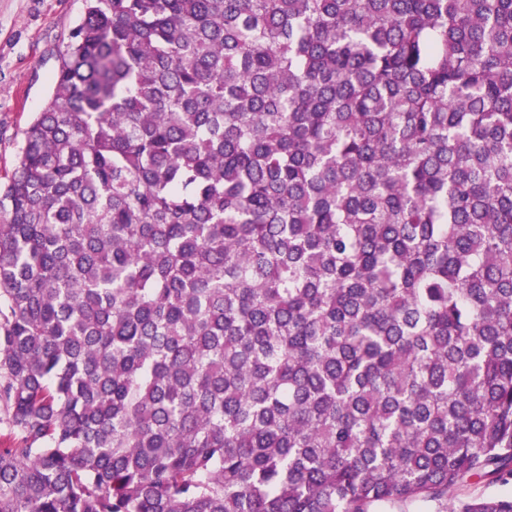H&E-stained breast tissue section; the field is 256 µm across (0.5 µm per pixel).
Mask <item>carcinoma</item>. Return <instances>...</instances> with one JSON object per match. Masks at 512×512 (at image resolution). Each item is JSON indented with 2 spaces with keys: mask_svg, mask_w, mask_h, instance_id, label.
<instances>
[{
  "mask_svg": "<svg viewBox=\"0 0 512 512\" xmlns=\"http://www.w3.org/2000/svg\"><path fill=\"white\" fill-rule=\"evenodd\" d=\"M0 408V512L511 481L512 0H85L0 188Z\"/></svg>",
  "mask_w": 512,
  "mask_h": 512,
  "instance_id": "1",
  "label": "carcinoma"
}]
</instances>
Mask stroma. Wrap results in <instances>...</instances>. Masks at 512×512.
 I'll return each instance as SVG.
<instances>
[{"instance_id": "stroma-1", "label": "stroma", "mask_w": 512, "mask_h": 512, "mask_svg": "<svg viewBox=\"0 0 512 512\" xmlns=\"http://www.w3.org/2000/svg\"><path fill=\"white\" fill-rule=\"evenodd\" d=\"M83 0H0V184L11 176L23 132L51 93Z\"/></svg>"}]
</instances>
